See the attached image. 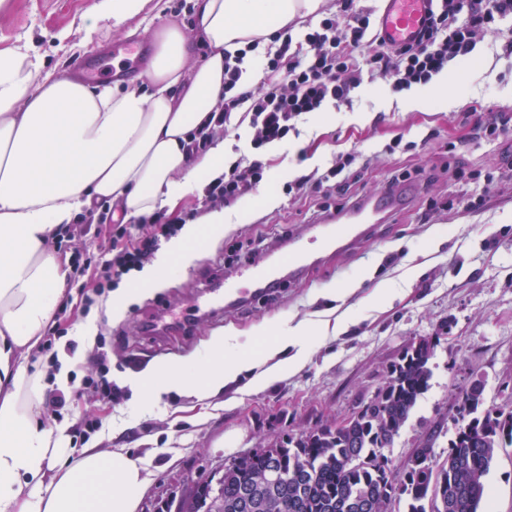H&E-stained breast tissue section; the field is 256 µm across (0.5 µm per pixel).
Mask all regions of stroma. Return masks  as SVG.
I'll return each instance as SVG.
<instances>
[{
  "mask_svg": "<svg viewBox=\"0 0 512 512\" xmlns=\"http://www.w3.org/2000/svg\"><path fill=\"white\" fill-rule=\"evenodd\" d=\"M88 4L11 0L0 13V49L32 42L46 68L65 75L85 58H111L113 45L129 38L125 30L106 26L92 44L81 46ZM476 57L486 62V71L456 66L457 91L467 95L469 104L512 111V61L496 58L485 42L478 44ZM391 90L380 78L363 84L352 106L307 115L299 135L289 136L284 152L274 157L252 147L248 125L229 129L223 136L225 162H266L260 189L273 191L279 205L260 208L253 194L225 207L223 233L193 243V258L179 277L144 292L133 272L112 283L110 292L126 297L121 318L108 315L107 294L96 295L86 309L72 301L75 286L67 287L71 301L58 308L56 323L71 339L80 324L96 325L106 338L102 346L77 342L75 373L94 376L109 366L126 398L110 406L83 389L74 395L69 413L47 410L44 424L68 429L83 414L104 417V428L87 444L142 460L151 482L138 512H165L189 482L223 474L235 455L343 418L372 397L387 366L422 338L439 339L429 388L385 451L393 465H402L427 442L434 459L446 458L457 431L455 401L475 378L485 382L486 406L512 410V170L485 194L480 184L454 182L441 170L429 169L430 160L452 142L458 161L471 169L485 168L500 148L467 142L465 108L403 112L382 104V95ZM398 138L402 146L385 152V145ZM414 142L423 143L422 152L411 150ZM352 150L362 157L351 191L364 200L381 195L384 181L397 169L418 165L423 172L407 183L402 205L363 222L362 239L351 250L320 254L315 266L275 289L271 298L239 308L198 310V301L230 270L240 244L250 243L261 263L270 265L290 237L319 223L318 205L326 199L287 191L286 185L312 171H326L337 154ZM464 192L473 196L476 208L449 207V199ZM356 280L361 283L357 289L352 286ZM342 288L348 296L334 300ZM163 314L169 328L146 334L145 326ZM337 317L344 320L339 335L306 341L304 368L258 390H248L249 378L243 375L202 403L172 387L147 404L127 385L128 378L151 364L200 354L211 336L227 330L250 334L273 318ZM229 433L238 434V442L215 451L216 441ZM486 486L485 512H512V445L496 450Z\"/></svg>",
  "mask_w": 512,
  "mask_h": 512,
  "instance_id": "stroma-1",
  "label": "stroma"
}]
</instances>
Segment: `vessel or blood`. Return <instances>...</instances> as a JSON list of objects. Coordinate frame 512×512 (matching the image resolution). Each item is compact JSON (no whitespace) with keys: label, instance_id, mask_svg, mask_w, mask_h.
I'll use <instances>...</instances> for the list:
<instances>
[{"label":"vessel or blood","instance_id":"obj_1","mask_svg":"<svg viewBox=\"0 0 512 512\" xmlns=\"http://www.w3.org/2000/svg\"><path fill=\"white\" fill-rule=\"evenodd\" d=\"M429 0H383L378 17L381 35L396 42L415 38L420 31ZM357 225L339 222L322 224L314 229L313 239L324 248L338 250L352 246L359 238ZM307 254L302 246L284 252L277 268L269 269L260 264H246L224 277V298L229 304L240 306L253 298L268 294L279 287L284 276H292L303 269Z\"/></svg>","mask_w":512,"mask_h":512}]
</instances>
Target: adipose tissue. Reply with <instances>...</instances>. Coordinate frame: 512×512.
I'll return each mask as SVG.
<instances>
[{"mask_svg":"<svg viewBox=\"0 0 512 512\" xmlns=\"http://www.w3.org/2000/svg\"><path fill=\"white\" fill-rule=\"evenodd\" d=\"M151 0H90L85 41L102 24L121 28ZM207 54L174 24L152 32L143 86L86 85L46 72L29 45L0 50V512H138L150 480L140 459L120 450L71 454L65 430L43 426L48 384L40 342L72 271L51 249L78 216L108 202L134 221L175 206L203 176L224 172V147L191 155L189 135L224 91V54L248 44L243 82L265 76V49L288 22L317 12L323 0H191ZM447 73L404 94L403 110L461 107ZM223 210L187 227L157 269L163 280L191 258L200 232L216 235ZM328 321L272 322L252 336H212L196 358L164 362L139 378L144 399L181 387L198 400L220 382L252 372V388L305 365L302 340L324 336Z\"/></svg>","mask_w":512,"mask_h":512,"instance_id":"1","label":"adipose tissue"}]
</instances>
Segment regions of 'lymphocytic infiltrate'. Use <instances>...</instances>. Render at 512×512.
<instances>
[{"mask_svg": "<svg viewBox=\"0 0 512 512\" xmlns=\"http://www.w3.org/2000/svg\"><path fill=\"white\" fill-rule=\"evenodd\" d=\"M375 22L373 10L358 6L356 0H342L338 14L320 20L300 40L284 36L278 49L267 56L264 81L252 89L239 85L242 56L225 60L224 94L212 110L216 129L199 132L192 151L205 152L216 132L227 131L240 113L249 119L254 148L282 142L297 132L305 115L330 105H351L365 81L386 78L397 91L427 84L449 64L472 58L489 35L502 56L512 59V0H433L417 39L410 43L383 41ZM357 160L354 153L337 155L320 177L303 175L295 185L327 197L347 193L357 178L353 169ZM264 172L259 160L231 165L206 185L205 206L220 208L255 192ZM147 221L160 230L138 239L130 238L123 225H116L109 240L111 258L74 253L73 282L95 277L109 282L142 269L160 249L162 238L172 232L165 213H153Z\"/></svg>", "mask_w": 512, "mask_h": 512, "instance_id": "f902f5d3", "label": "lymphocytic infiltrate"}]
</instances>
